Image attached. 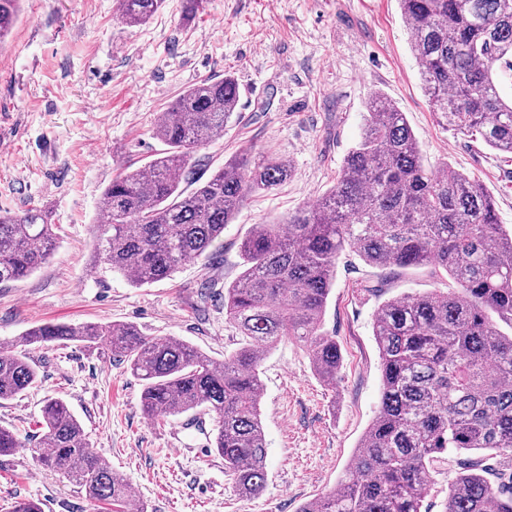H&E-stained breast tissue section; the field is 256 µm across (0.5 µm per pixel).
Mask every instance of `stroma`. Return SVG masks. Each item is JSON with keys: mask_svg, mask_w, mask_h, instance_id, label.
Segmentation results:
<instances>
[{"mask_svg": "<svg viewBox=\"0 0 512 512\" xmlns=\"http://www.w3.org/2000/svg\"><path fill=\"white\" fill-rule=\"evenodd\" d=\"M23 8L0 49V128L9 134L0 144V210H43L59 244L27 278L0 287V346L16 347L23 332L50 320L125 322L219 360L233 353L239 336L224 319V288L243 271L242 239L251 225L314 205L333 187L374 92L404 112L427 168L447 165L478 181L512 228V154L438 124L399 0H204L188 23L183 0H166L137 27L115 19L113 0H25ZM227 74L238 84V107L223 138L195 152L197 170L208 175L234 156L272 153L291 161L292 175L249 196L218 254L132 286L96 257L100 194L162 150L154 125L182 90ZM438 285L424 269L370 266L350 250L338 257L323 321L342 353L336 384L323 383L291 341L265 357L267 480L254 499L237 494L223 458L200 453V435L182 436V453L172 450L176 418L144 415L141 381L110 350H32L37 383L0 405V425L24 443L0 456V512L25 499L43 512H107L34 459L50 396L67 403L94 452L127 478L148 512H298L336 489L378 410L379 306Z\"/></svg>", "mask_w": 512, "mask_h": 512, "instance_id": "1", "label": "stroma"}]
</instances>
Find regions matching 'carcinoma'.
<instances>
[{
    "label": "carcinoma",
    "mask_w": 512,
    "mask_h": 512,
    "mask_svg": "<svg viewBox=\"0 0 512 512\" xmlns=\"http://www.w3.org/2000/svg\"><path fill=\"white\" fill-rule=\"evenodd\" d=\"M116 19L147 23L165 0H117ZM410 47L438 122L512 153V100L499 71L512 69V0H399ZM21 15V0H0V44ZM239 99L235 79H205L160 113L154 135L165 149L127 168L102 191L100 259L134 286L160 282L179 264L224 244L246 198L271 192L291 174L278 156L241 155L201 180L196 150L224 136ZM190 180V193L181 183ZM57 235L43 211L0 213V286L44 264ZM377 267L426 266L449 282L402 295L379 308L373 334L382 395L337 489L298 512H422L431 473L453 454L443 512H512V485L488 478V457L512 469V233L499 224L488 192L445 166L423 162L404 113L374 92L360 141L336 184L313 207L273 223L254 224L241 244L244 271L224 288V317L244 344L220 362L175 337L145 335L121 322L44 323L24 346L105 343L144 382L142 411L151 418L198 408L215 414L214 448L238 495H258L266 481L267 446L260 420L259 367L288 337L302 344L317 374L336 386L342 354L322 331L336 259L345 249ZM38 373L25 353L0 349V403L22 394ZM36 460L93 503L112 512H147L124 477L90 450L66 402L41 410ZM24 447L0 427V456Z\"/></svg>",
    "instance_id": "1"
}]
</instances>
